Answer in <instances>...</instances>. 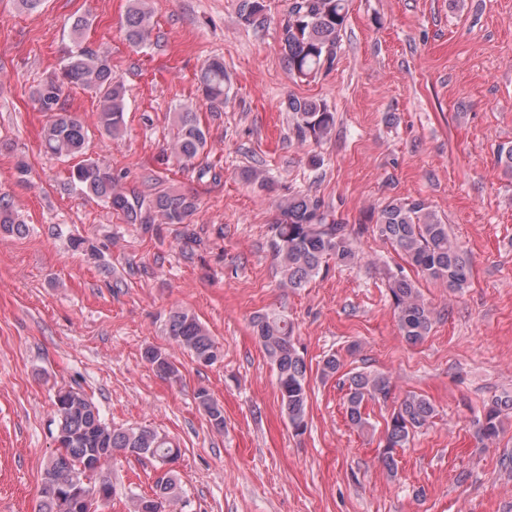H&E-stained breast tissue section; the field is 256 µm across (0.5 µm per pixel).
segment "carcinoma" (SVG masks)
Returning a JSON list of instances; mask_svg holds the SVG:
<instances>
[{"label": "carcinoma", "mask_w": 512, "mask_h": 512, "mask_svg": "<svg viewBox=\"0 0 512 512\" xmlns=\"http://www.w3.org/2000/svg\"><path fill=\"white\" fill-rule=\"evenodd\" d=\"M265 0H241L239 18L254 30L264 28L268 17ZM349 15V0H290L288 19L281 29V44L293 78L308 79L332 67ZM88 21L73 23L75 49L70 51L60 74L43 82L34 91L40 111L48 115L42 145L46 153L60 158L84 153L88 130L64 107V92L82 88L95 94L99 102L98 129L108 137H117L125 127L126 87L112 71L106 52L82 46ZM128 43L140 47L151 38L152 14L147 0H129L124 18ZM199 89L210 106H224L230 91V79L224 60L215 57L198 76ZM292 112V134L301 142L319 143L335 127V113L324 103L288 98ZM172 152L189 164L204 152L207 134L197 114L188 108L174 113ZM72 183L88 195L102 201L113 213L129 224L152 226V214L163 224H187L196 204L193 198L178 192L164 191L146 199L117 189L111 169L93 159H84L71 173ZM277 218L271 247L279 267L282 283L302 288L322 268L334 261L351 266L360 260L354 236L366 225L380 239L405 255L421 277L439 282L453 292L466 288L472 274L467 252L449 235L448 225L422 198L392 200L377 213L366 217L367 224L352 228L336 218L325 201L310 190H298L278 198ZM28 225L17 220L8 199L0 197V233L22 236ZM388 289L402 338L409 344L423 341L431 332L433 311L421 299L414 282L402 268L390 273ZM256 338L276 372L282 411L297 435L308 428L310 384L308 367L298 349L295 327L288 317L258 314L253 318ZM166 332L180 348L197 362L209 366L221 359V351L198 318L184 310L170 313ZM142 358L157 373L174 377L178 373L171 356L149 347ZM391 392L390 380L383 374L357 371L347 377L346 415L358 429L369 425L365 409L368 403L384 401ZM196 399L211 427L224 431V407L211 394L200 389ZM56 413V453L47 460L39 489V512H78L71 494L74 479H85L83 487L112 497L114 486L97 479L99 470L115 456L143 455L169 464L179 459L181 451L166 436L146 428H114L106 422L100 409L80 389L59 390L54 399ZM512 410V397L497 398L485 406L478 433L487 441L499 439L503 432V414ZM435 415L431 401L421 395L408 394L386 421L384 444L378 461L391 476L398 468L397 449L406 447L411 434L428 425ZM150 496L133 498L134 512H174L181 499L178 475L169 471L155 482Z\"/></svg>", "instance_id": "carcinoma-1"}]
</instances>
